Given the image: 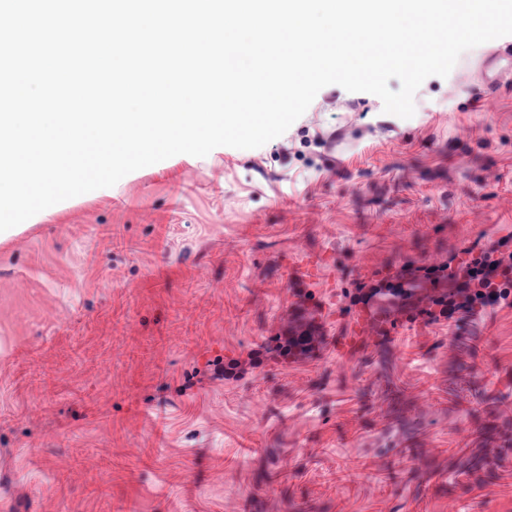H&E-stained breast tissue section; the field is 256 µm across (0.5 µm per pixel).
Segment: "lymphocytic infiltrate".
I'll return each instance as SVG.
<instances>
[{"instance_id": "lymphocytic-infiltrate-1", "label": "lymphocytic infiltrate", "mask_w": 512, "mask_h": 512, "mask_svg": "<svg viewBox=\"0 0 512 512\" xmlns=\"http://www.w3.org/2000/svg\"><path fill=\"white\" fill-rule=\"evenodd\" d=\"M392 282L397 288L421 284L422 294H404L398 309L432 319L487 306H512V252L495 245L472 246L445 263L404 264Z\"/></svg>"}]
</instances>
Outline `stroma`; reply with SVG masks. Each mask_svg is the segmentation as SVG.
<instances>
[{
    "instance_id": "obj_1",
    "label": "stroma",
    "mask_w": 512,
    "mask_h": 512,
    "mask_svg": "<svg viewBox=\"0 0 512 512\" xmlns=\"http://www.w3.org/2000/svg\"><path fill=\"white\" fill-rule=\"evenodd\" d=\"M414 103L329 85L0 232V512H512V306L336 352L360 284L512 251V35ZM298 312L317 354L225 377Z\"/></svg>"
}]
</instances>
